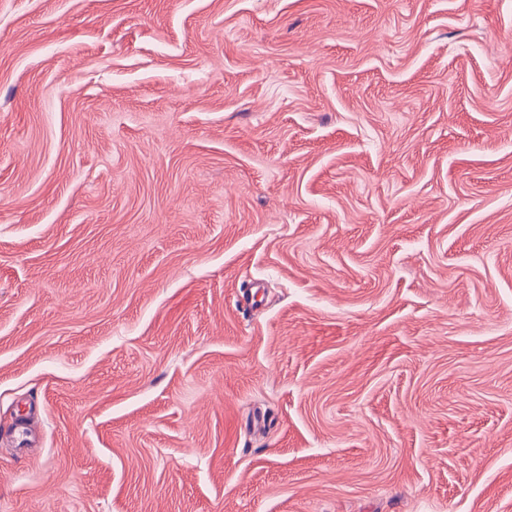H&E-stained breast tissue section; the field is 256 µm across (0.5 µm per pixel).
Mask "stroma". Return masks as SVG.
Listing matches in <instances>:
<instances>
[{
    "label": "stroma",
    "instance_id": "1",
    "mask_svg": "<svg viewBox=\"0 0 512 512\" xmlns=\"http://www.w3.org/2000/svg\"><path fill=\"white\" fill-rule=\"evenodd\" d=\"M0 512H512V0H0Z\"/></svg>",
    "mask_w": 512,
    "mask_h": 512
}]
</instances>
